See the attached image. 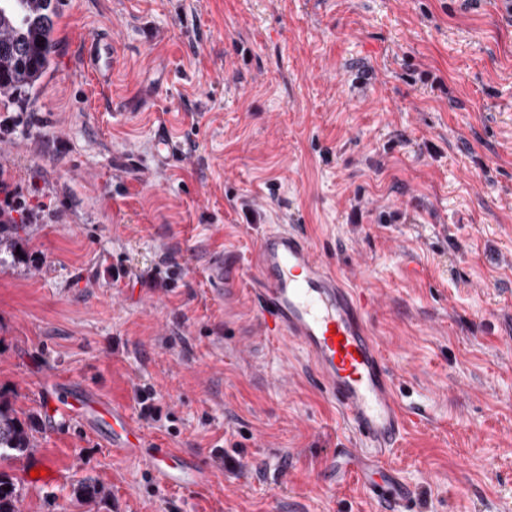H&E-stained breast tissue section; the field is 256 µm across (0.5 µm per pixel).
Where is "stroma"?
Wrapping results in <instances>:
<instances>
[{
	"mask_svg": "<svg viewBox=\"0 0 512 512\" xmlns=\"http://www.w3.org/2000/svg\"><path fill=\"white\" fill-rule=\"evenodd\" d=\"M118 45L112 87L82 42ZM39 92L0 102V170L41 203L0 267V400L36 437L18 512H380L306 356L246 288L208 287L291 224L373 295L407 410L388 459L413 512H512V14L498 0H59ZM151 97L163 113L149 111ZM171 124L184 156L162 162ZM94 390L206 464L158 484L104 427L49 416ZM152 389L158 419L136 391ZM41 469L44 478L28 477ZM92 477L111 493L88 510ZM154 140L162 160L176 159L184 154V144L171 134L167 123L159 124L155 129ZM73 495L78 502L87 506H96L109 498V493L102 485L88 479L81 480L75 485Z\"/></svg>",
	"mask_w": 512,
	"mask_h": 512,
	"instance_id": "1",
	"label": "stroma"
}]
</instances>
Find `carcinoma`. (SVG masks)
<instances>
[{
    "label": "carcinoma",
    "mask_w": 512,
    "mask_h": 512,
    "mask_svg": "<svg viewBox=\"0 0 512 512\" xmlns=\"http://www.w3.org/2000/svg\"><path fill=\"white\" fill-rule=\"evenodd\" d=\"M57 0H0V94L14 98L20 92L39 89L50 68L57 44ZM23 225L0 223V266L14 257ZM35 438L6 402H0V462L20 461L34 448ZM10 490H5V487ZM76 500L96 506L109 498L94 480H81L74 489ZM17 482L0 472V512H17Z\"/></svg>",
    "instance_id": "cac0c4a2"
}]
</instances>
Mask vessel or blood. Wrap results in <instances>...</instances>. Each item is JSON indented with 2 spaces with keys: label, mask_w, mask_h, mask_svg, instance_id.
I'll return each instance as SVG.
<instances>
[{
  "label": "vessel or blood",
  "mask_w": 512,
  "mask_h": 512,
  "mask_svg": "<svg viewBox=\"0 0 512 512\" xmlns=\"http://www.w3.org/2000/svg\"><path fill=\"white\" fill-rule=\"evenodd\" d=\"M83 53L88 71L101 86H109L116 63L111 38L89 40ZM154 140L161 159L184 153L183 143L167 125H158ZM237 274L248 282L266 332L306 354L327 398L339 407L346 426L361 443L362 455L376 464L391 486V493L380 499L383 512H409L412 491L385 460L402 435L406 411L380 343L370 333L368 299L349 288L293 227L260 234L251 261ZM69 406L89 426L108 425L113 452L136 450L148 441L127 407L108 404L90 393L71 400ZM144 463L163 485L202 487L212 478L210 469L168 448L153 449Z\"/></svg>",
  "instance_id": "obj_1"
}]
</instances>
